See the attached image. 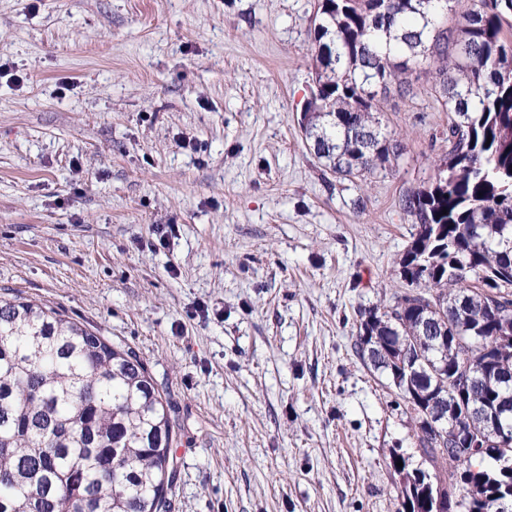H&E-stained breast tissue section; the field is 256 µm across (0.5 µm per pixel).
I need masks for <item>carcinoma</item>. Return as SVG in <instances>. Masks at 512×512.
<instances>
[{
  "label": "carcinoma",
  "mask_w": 512,
  "mask_h": 512,
  "mask_svg": "<svg viewBox=\"0 0 512 512\" xmlns=\"http://www.w3.org/2000/svg\"><path fill=\"white\" fill-rule=\"evenodd\" d=\"M459 2L319 0V91L300 121L330 172L366 179L404 151L382 127L376 86L406 96L412 63H439L454 119L443 163L401 197L414 229L398 261L408 289L356 320L358 353L391 380L440 467L393 453L411 512L450 484L453 512H494L512 495V443L498 447L499 426H512V0ZM173 437L134 352L47 305L0 299V512H166Z\"/></svg>",
  "instance_id": "carcinoma-1"
}]
</instances>
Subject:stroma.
<instances>
[{
	"label": "stroma",
	"instance_id": "35a3bbf8",
	"mask_svg": "<svg viewBox=\"0 0 512 512\" xmlns=\"http://www.w3.org/2000/svg\"><path fill=\"white\" fill-rule=\"evenodd\" d=\"M318 0H0V294L132 350L175 429L169 512H398L429 468L354 348L391 303L454 118L380 97L401 159L326 169L299 122Z\"/></svg>",
	"mask_w": 512,
	"mask_h": 512
}]
</instances>
